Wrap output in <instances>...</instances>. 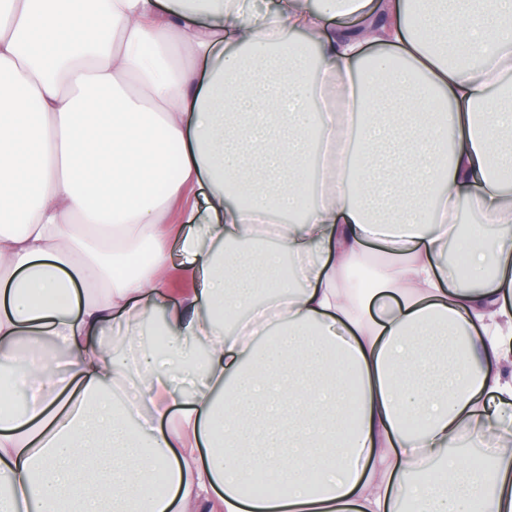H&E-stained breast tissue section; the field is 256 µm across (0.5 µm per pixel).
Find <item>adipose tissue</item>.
<instances>
[{"instance_id": "ef3b65f1", "label": "adipose tissue", "mask_w": 512, "mask_h": 512, "mask_svg": "<svg viewBox=\"0 0 512 512\" xmlns=\"http://www.w3.org/2000/svg\"><path fill=\"white\" fill-rule=\"evenodd\" d=\"M510 133L512 0H0V512H512Z\"/></svg>"}]
</instances>
